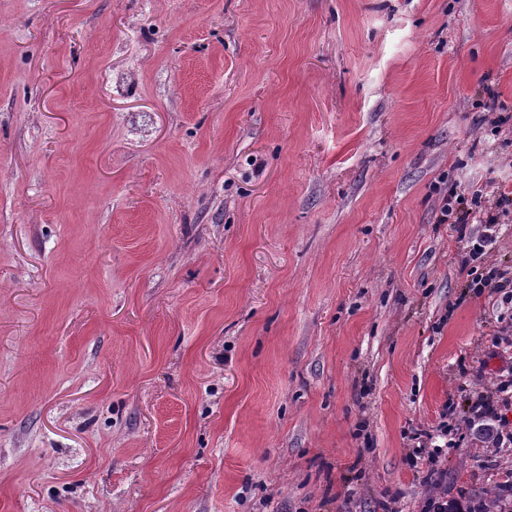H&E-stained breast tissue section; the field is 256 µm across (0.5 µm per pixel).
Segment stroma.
Returning a JSON list of instances; mask_svg holds the SVG:
<instances>
[{
    "label": "stroma",
    "mask_w": 512,
    "mask_h": 512,
    "mask_svg": "<svg viewBox=\"0 0 512 512\" xmlns=\"http://www.w3.org/2000/svg\"><path fill=\"white\" fill-rule=\"evenodd\" d=\"M510 181L512 0H0V512L512 501ZM495 189L488 195L482 187L469 188L468 194L471 195L472 206L467 209H458L455 205L463 204L464 196H454V201L448 196H443L441 199L442 205L437 221L441 224H456L454 227L460 239L467 236V224H480L482 227L481 234L478 236L479 246H473L468 255L466 254L462 259L465 267L470 264V261H477L486 254V248L496 242L497 224H507L504 220L506 218L509 220L508 217L512 214V185L507 191L501 186ZM512 404V396L491 397L479 394L470 405L469 423L480 430L482 438L493 445L512 443V427L501 414V407Z\"/></svg>",
    "instance_id": "35a3bbf8"
}]
</instances>
